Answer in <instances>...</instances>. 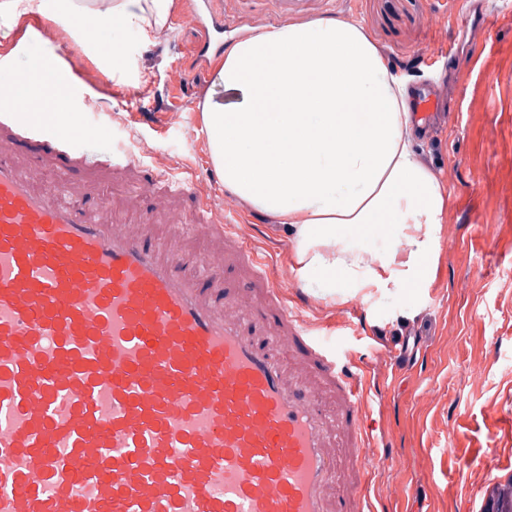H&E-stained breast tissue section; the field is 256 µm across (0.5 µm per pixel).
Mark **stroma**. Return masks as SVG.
<instances>
[{
	"instance_id": "35a3bbf8",
	"label": "stroma",
	"mask_w": 512,
	"mask_h": 512,
	"mask_svg": "<svg viewBox=\"0 0 512 512\" xmlns=\"http://www.w3.org/2000/svg\"><path fill=\"white\" fill-rule=\"evenodd\" d=\"M489 15L477 26L472 0H215L224 14V41L273 26L319 18L360 22L397 70L410 71V87L444 84L451 112L447 126L417 138V150L449 191L432 277L417 288H372L330 298L304 288L307 318L335 326L337 351L361 356L370 391L372 431L365 450L374 459L369 495L388 496L392 480L404 493L393 512H480L493 477L512 476V0H484ZM197 0H176L161 32L135 29L119 39L131 53L129 68L107 71L94 48L82 44L66 21L53 25L50 42L14 43L25 18L0 20V70L23 68L29 55H68L86 68L73 93L78 109L88 97L100 107L89 122L109 128L158 176L195 170L208 180L211 166L202 133L203 104L212 84L197 83L181 60L194 39L183 20ZM224 209L238 213L240 230L270 260L273 278L299 285L293 249L283 226L246 208L223 184ZM118 222L139 223L156 212L159 234L192 223L190 210L161 209L137 182L117 178L100 189ZM485 226L473 236V223ZM420 334L424 366L396 373L383 350L399 330ZM392 452V468L377 463Z\"/></svg>"
}]
</instances>
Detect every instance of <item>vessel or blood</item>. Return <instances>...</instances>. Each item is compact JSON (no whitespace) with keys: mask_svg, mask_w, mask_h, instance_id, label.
Wrapping results in <instances>:
<instances>
[{"mask_svg":"<svg viewBox=\"0 0 512 512\" xmlns=\"http://www.w3.org/2000/svg\"><path fill=\"white\" fill-rule=\"evenodd\" d=\"M411 101L426 124L440 94ZM109 135L0 99V512H371L357 359L271 282L198 179L140 180L192 199L184 231L214 243L195 273L191 251L159 248L153 217L119 224L105 200L67 201L137 169L125 148H89ZM31 155L52 184L22 172ZM231 263L261 288L254 301L226 283Z\"/></svg>","mask_w":512,"mask_h":512,"instance_id":"1","label":"vessel or blood"}]
</instances>
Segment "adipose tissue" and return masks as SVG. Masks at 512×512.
Returning <instances> with one entry per match:
<instances>
[{"label": "adipose tissue", "instance_id": "obj_1", "mask_svg": "<svg viewBox=\"0 0 512 512\" xmlns=\"http://www.w3.org/2000/svg\"><path fill=\"white\" fill-rule=\"evenodd\" d=\"M174 0H0V17L66 14L113 72L129 62L117 31L170 20ZM60 74L37 54L0 75L34 114L70 112L48 95ZM203 131L226 190L284 224L304 285L414 288L431 271L448 191L414 149L408 82L355 21L274 27L224 51Z\"/></svg>", "mask_w": 512, "mask_h": 512}]
</instances>
